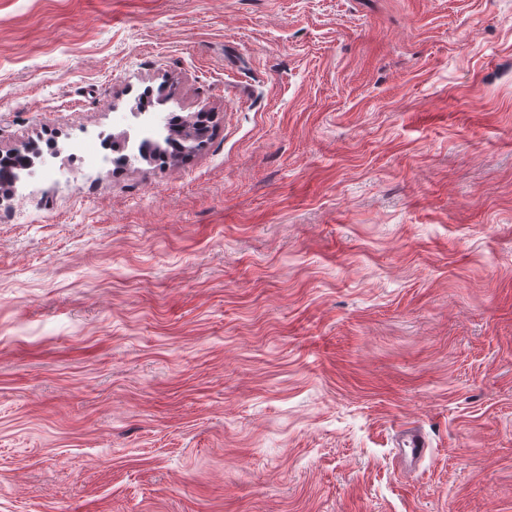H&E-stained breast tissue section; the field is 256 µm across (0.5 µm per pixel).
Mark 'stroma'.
<instances>
[{
    "label": "stroma",
    "instance_id": "1",
    "mask_svg": "<svg viewBox=\"0 0 512 512\" xmlns=\"http://www.w3.org/2000/svg\"><path fill=\"white\" fill-rule=\"evenodd\" d=\"M23 145L0 512H512V0H0Z\"/></svg>",
    "mask_w": 512,
    "mask_h": 512
}]
</instances>
